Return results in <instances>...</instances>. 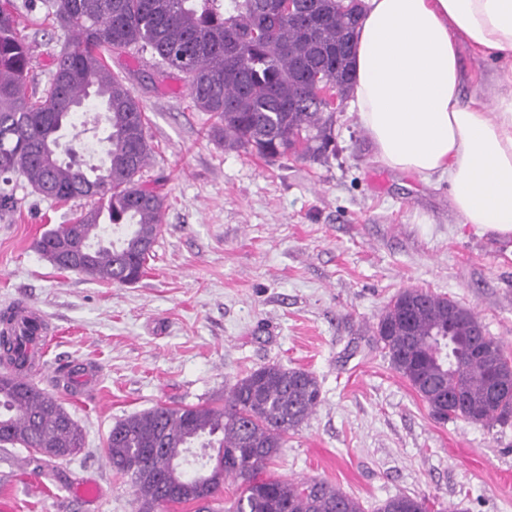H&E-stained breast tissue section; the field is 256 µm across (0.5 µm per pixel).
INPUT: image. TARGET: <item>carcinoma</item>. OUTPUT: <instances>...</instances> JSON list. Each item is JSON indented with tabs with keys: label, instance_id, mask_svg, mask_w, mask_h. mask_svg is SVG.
Listing matches in <instances>:
<instances>
[{
	"label": "carcinoma",
	"instance_id": "obj_1",
	"mask_svg": "<svg viewBox=\"0 0 512 512\" xmlns=\"http://www.w3.org/2000/svg\"><path fill=\"white\" fill-rule=\"evenodd\" d=\"M359 0H304L293 14L273 12L268 0H44L58 27L75 35L56 56L40 95L23 88L29 47L14 12L0 6V209L14 207L12 177L31 192L58 202L90 198L76 216L90 240L86 262L72 272L123 284L141 278L164 220L165 199L140 181L152 155L145 112L108 67L106 55L134 47L161 68L182 73L194 107L214 119L211 135L224 149L275 161L325 162L335 111L321 90L345 98L351 80L352 42L362 18ZM101 110L105 149L96 163L44 154L60 146L61 130L76 128L75 114ZM67 225L49 229L38 250L48 256L69 243ZM381 348L440 422L463 420L493 427L512 420V369L491 366L504 355L478 318L446 297L406 288L376 325ZM33 337L17 331L14 316H0V447L40 449L66 460L84 445L81 426L55 394L22 373L35 369ZM321 402L317 379L280 364L263 365L237 380L224 404L154 406L113 425L106 456L130 479L141 512H166L195 502L215 512L224 480L241 492L224 512H364L361 502L322 480L288 481L268 468ZM141 459L145 473L129 474ZM182 479L184 498L167 484ZM377 512H429L428 500L397 494Z\"/></svg>",
	"mask_w": 512,
	"mask_h": 512
}]
</instances>
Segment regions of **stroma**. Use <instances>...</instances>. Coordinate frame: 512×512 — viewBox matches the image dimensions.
Here are the masks:
<instances>
[{
    "mask_svg": "<svg viewBox=\"0 0 512 512\" xmlns=\"http://www.w3.org/2000/svg\"><path fill=\"white\" fill-rule=\"evenodd\" d=\"M11 2L31 47L25 90L39 91L72 35L45 20L41 0ZM108 65L148 118L142 177L166 197L162 231L135 283L59 269L35 243L91 201L45 199L13 179L18 207L0 212V311L31 303L57 329L47 365L93 361L102 375L97 397L75 386L57 395L84 432L73 459L0 447V512H140L106 458L114 422L209 403L271 363L321 386L320 405L271 465L276 476L324 480L365 512L399 493L428 498L432 512H512V422L435 420L375 336L390 300L421 288L471 309L512 359V251L462 224L447 179L380 165L347 102L328 163L226 150L182 74L132 52ZM33 477L42 493L30 492ZM85 483L101 495L72 510Z\"/></svg>",
    "mask_w": 512,
    "mask_h": 512,
    "instance_id": "35a3bbf8",
    "label": "stroma"
}]
</instances>
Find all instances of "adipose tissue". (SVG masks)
I'll use <instances>...</instances> for the list:
<instances>
[{"label": "adipose tissue", "instance_id": "adipose-tissue-1", "mask_svg": "<svg viewBox=\"0 0 512 512\" xmlns=\"http://www.w3.org/2000/svg\"><path fill=\"white\" fill-rule=\"evenodd\" d=\"M505 59L464 99L460 48ZM352 105L377 161L447 178L476 232L512 243V0H365Z\"/></svg>", "mask_w": 512, "mask_h": 512}]
</instances>
